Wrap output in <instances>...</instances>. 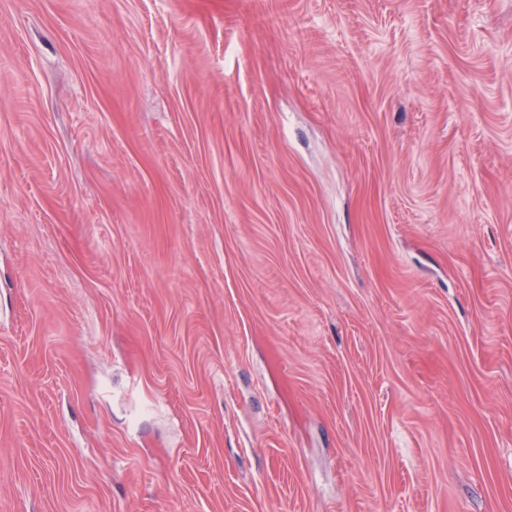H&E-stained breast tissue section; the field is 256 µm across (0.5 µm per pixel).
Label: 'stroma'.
Returning <instances> with one entry per match:
<instances>
[{"instance_id":"stroma-1","label":"stroma","mask_w":512,"mask_h":512,"mask_svg":"<svg viewBox=\"0 0 512 512\" xmlns=\"http://www.w3.org/2000/svg\"><path fill=\"white\" fill-rule=\"evenodd\" d=\"M0 512H512V0H0Z\"/></svg>"}]
</instances>
